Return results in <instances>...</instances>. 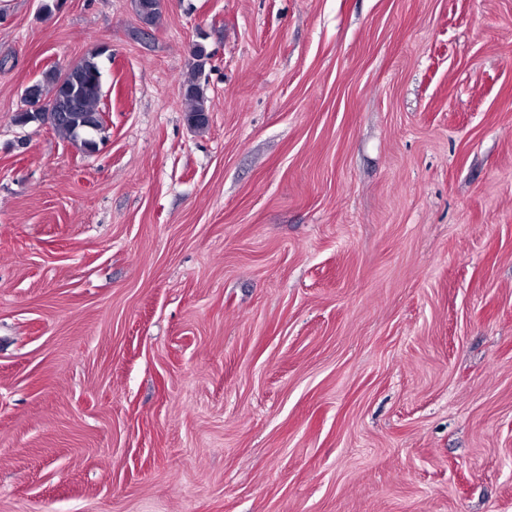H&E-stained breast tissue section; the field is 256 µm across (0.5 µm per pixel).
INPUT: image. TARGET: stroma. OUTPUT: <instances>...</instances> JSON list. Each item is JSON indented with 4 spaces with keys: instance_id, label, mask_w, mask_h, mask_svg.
<instances>
[{
    "instance_id": "35a3bbf8",
    "label": "stroma",
    "mask_w": 512,
    "mask_h": 512,
    "mask_svg": "<svg viewBox=\"0 0 512 512\" xmlns=\"http://www.w3.org/2000/svg\"><path fill=\"white\" fill-rule=\"evenodd\" d=\"M0 512H512V0H0ZM100 55V51L92 53L66 71L50 69L27 86L31 97L55 99L57 112L50 126L60 137L85 152L96 150L97 138L103 140L101 134L105 131L99 109L103 87ZM181 93L184 102V112L197 129H204L207 125V99L203 89L196 82L195 75H189L182 83Z\"/></svg>"
}]
</instances>
